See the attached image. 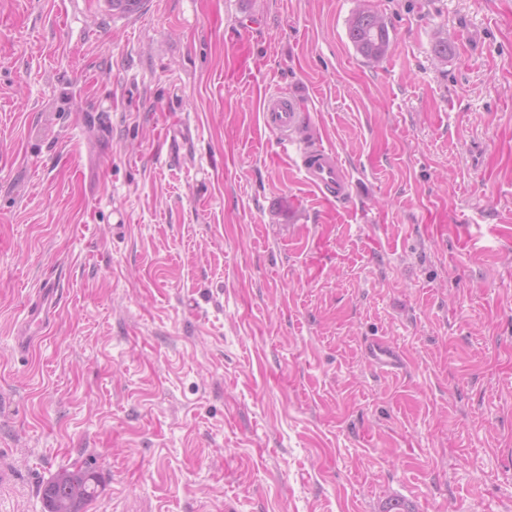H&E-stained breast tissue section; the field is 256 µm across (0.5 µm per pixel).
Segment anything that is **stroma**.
<instances>
[{
  "mask_svg": "<svg viewBox=\"0 0 512 512\" xmlns=\"http://www.w3.org/2000/svg\"><path fill=\"white\" fill-rule=\"evenodd\" d=\"M274 89L350 207L280 155ZM511 225L512 0H0V512L74 468L84 512H512ZM348 36L356 51L367 59L383 58L390 47L389 28L377 13L356 10L348 22ZM263 127L276 135L284 147L294 146L296 167L304 184L321 201L343 204L353 198V185L348 170L336 150L318 138L302 141L297 137L301 127L311 125L308 113L300 112L292 95L284 91L268 92L259 104ZM54 305V288H45L42 294L29 307L31 323L43 325L52 315ZM365 353L371 362L383 371H394L401 367L402 358L391 345L374 341L366 345Z\"/></svg>",
  "mask_w": 512,
  "mask_h": 512,
  "instance_id": "1",
  "label": "stroma"
}]
</instances>
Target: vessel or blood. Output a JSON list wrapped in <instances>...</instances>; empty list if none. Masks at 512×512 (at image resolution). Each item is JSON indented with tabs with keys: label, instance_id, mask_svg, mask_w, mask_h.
I'll list each match as a JSON object with an SVG mask.
<instances>
[{
	"label": "vessel or blood",
	"instance_id": "b4317fda",
	"mask_svg": "<svg viewBox=\"0 0 512 512\" xmlns=\"http://www.w3.org/2000/svg\"><path fill=\"white\" fill-rule=\"evenodd\" d=\"M259 109L263 127L276 135L280 144L294 147L296 167L304 184L315 196L331 205L349 202L353 197V185L335 149L319 139L304 141L298 138L299 129L310 125L311 119L308 113L299 110L294 97L283 91L266 93ZM53 305L54 291L45 289L29 307L30 321L44 324L53 312ZM365 353L375 366L384 371L397 370L402 364L399 352L382 341L367 344Z\"/></svg>",
	"mask_w": 512,
	"mask_h": 512
}]
</instances>
